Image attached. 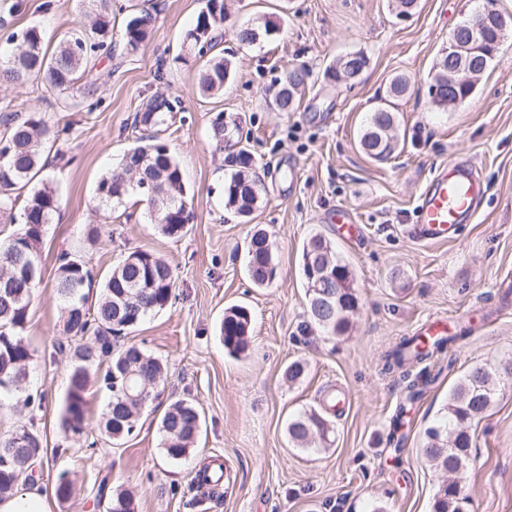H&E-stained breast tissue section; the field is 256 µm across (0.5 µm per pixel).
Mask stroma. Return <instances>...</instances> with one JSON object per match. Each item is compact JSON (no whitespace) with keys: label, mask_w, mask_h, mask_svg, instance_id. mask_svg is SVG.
Wrapping results in <instances>:
<instances>
[{"label":"stroma","mask_w":512,"mask_h":512,"mask_svg":"<svg viewBox=\"0 0 512 512\" xmlns=\"http://www.w3.org/2000/svg\"><path fill=\"white\" fill-rule=\"evenodd\" d=\"M481 0H418L409 17L397 0H226L219 46L234 63L222 95L196 93L204 61L183 47L200 0H112V24L122 29L129 7L148 9L150 38L134 52L114 37L89 80L98 106L76 94L66 104L41 79L0 85V110L38 114L60 132L46 148L44 178L53 180L60 209L46 225L40 252L42 282L32 303L26 340L34 351L28 392L43 404L30 409L0 401V438L32 426L50 465L42 481L67 476L70 502L51 499L50 512H105L98 488H123L137 512H432L445 479L422 448L425 431L446 411L448 394L473 366L512 361V30L464 105L442 112L431 103L428 74L449 33ZM277 16L280 30L254 47L239 45L235 28ZM77 0H0V48L14 32L38 23L55 48L73 31ZM363 52L357 81L332 78L339 60ZM309 78L294 111L272 105L270 90L284 68ZM413 91L398 106L405 144L388 160L364 154L360 136L378 96L396 76ZM161 93L182 110L163 133L192 194L194 219L179 239L164 236L136 197L98 207L95 188L137 137L131 126L143 100ZM243 119L242 131L262 185L248 220L224 205L225 152L211 133L217 113ZM453 158L470 159L489 191L473 223L450 242L420 243L406 229L433 171ZM350 210L362 228L354 241L332 221ZM99 236L88 240L89 227ZM274 244L277 275L256 287L247 272L253 229ZM315 234L330 241L355 276L359 306L348 331L330 335L308 317L302 250ZM144 249L171 264L176 277L169 307L127 335L167 366L164 394L143 413L136 433L113 446L98 437L103 397L92 400L83 449L65 437L62 404L70 359L57 349L63 335L53 288L56 258L82 256L108 272L121 254ZM246 306L252 342L239 358L219 338L226 308ZM445 315L472 325L470 338L427 362L429 383L409 399L406 379L381 371L383 354L418 323ZM306 363L288 380L289 363ZM343 392L325 447L292 444L288 423L305 411H324L328 394ZM186 398L204 416L194 450L173 461L162 449L159 420L172 400ZM471 431L476 446L463 480L470 512H512V383ZM232 480L221 499L203 497L194 477L212 460Z\"/></svg>","instance_id":"1"}]
</instances>
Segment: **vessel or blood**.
I'll return each mask as SVG.
<instances>
[{
  "label": "vessel or blood",
  "instance_id": "1",
  "mask_svg": "<svg viewBox=\"0 0 512 512\" xmlns=\"http://www.w3.org/2000/svg\"><path fill=\"white\" fill-rule=\"evenodd\" d=\"M484 194L481 178L469 162L452 160L439 166L420 195L410 235L426 243L453 240L458 228L477 215Z\"/></svg>",
  "mask_w": 512,
  "mask_h": 512
}]
</instances>
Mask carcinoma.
Returning <instances> with one entry per match:
<instances>
[{
	"mask_svg": "<svg viewBox=\"0 0 512 512\" xmlns=\"http://www.w3.org/2000/svg\"><path fill=\"white\" fill-rule=\"evenodd\" d=\"M96 7L91 24L82 26L61 40L54 51L45 47L42 30L31 25L16 37L18 44L0 56V83L39 77L51 88L64 94L84 76L89 59L108 54L112 49V0H80ZM225 0H202L195 25L184 41L198 55L204 56L216 47V33L224 23ZM152 15L142 12L125 23L122 40L134 52L150 33ZM276 22L266 19L259 24L240 27L236 40L252 46L276 30ZM232 63L222 55L212 56L199 73L197 90L203 96L224 92L231 76ZM309 78L304 68L293 67L278 79L279 91L274 105L281 112L292 109L294 99L282 89L303 87ZM411 90L409 79L394 77L379 97L381 105L371 113L361 133L360 145L373 159L390 158L400 146L397 101ZM470 90L459 88L453 98L444 91L432 97L437 109L455 107L454 99L465 98ZM181 110L177 99L162 94L151 96L135 112L134 125L143 135L123 154L117 168L104 175L96 188L97 204L110 208L123 203L128 196L141 198L147 206L151 223L166 237L178 239L187 232L192 219L186 203L190 192L169 144L160 137L167 119ZM0 133V211L18 210L11 222L20 230L5 244H0V396L23 393L29 377L33 353L25 341L30 307L39 288L41 276L30 280L21 270L32 265L41 269L39 244L44 227L52 223L60 206L57 190L48 181L31 189L24 205L16 208L14 191L28 186L41 172L42 154L51 138L48 124L30 115L3 118ZM237 120H224L218 113L212 121L213 138L222 143L233 140L239 131ZM139 155L144 163L136 179L147 187L124 185L131 178L128 154ZM255 159L244 146L230 161V172L224 179V203L243 218L252 215L260 201V182L254 174ZM312 256L316 271L340 284L336 288L316 287L318 278L304 276L308 312L311 320L333 335L345 333L349 314L358 306L353 273L347 263L332 251L330 242L320 234L313 235L303 247V256ZM247 268L259 287L273 281L276 259L268 235L255 231L248 243ZM175 276L162 257L149 250L126 253L104 276L97 277L80 256L63 253L57 257L55 290L60 304L62 331L67 342L57 349L68 353L72 363L69 385L61 416L65 433L79 437L85 433V414L91 392H103L107 403L99 423V431L111 444L132 436L138 427L143 409L157 399L156 391L164 384V364L144 349L120 342L135 331L149 315L156 314L171 303ZM224 349L231 355L246 352L251 343V314L244 306L224 312L220 326ZM458 339L448 336H403L384 356L383 370L394 372L422 363L441 353ZM512 381V362L479 365L471 368L448 395L446 414L426 430L423 453L448 479L440 486L432 512H468L469 498L463 494L462 475L466 472L474 448L469 431L472 421L482 416L494 402L503 380ZM142 394L133 400L128 394ZM203 426L197 406L188 399H178L164 412L159 430L163 449L171 459H180L194 448ZM333 431L330 421L315 410L305 412L288 423V435L300 447L329 441ZM43 469V449L36 433L26 426L15 429L0 439V500L18 492L19 485L33 486ZM199 480L218 485L224 479L223 463L214 460L199 474ZM106 512H136L133 497L124 490H113L106 503Z\"/></svg>",
	"mask_w": 512,
	"mask_h": 512,
	"instance_id": "carcinoma-1",
	"label": "carcinoma"
}]
</instances>
